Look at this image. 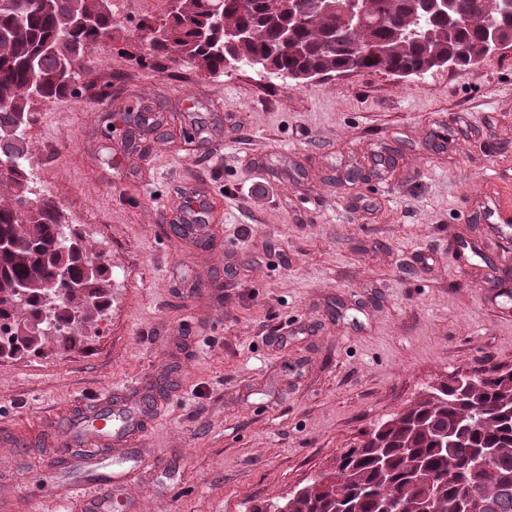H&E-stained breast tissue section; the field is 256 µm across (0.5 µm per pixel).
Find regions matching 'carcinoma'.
<instances>
[{
    "label": "carcinoma",
    "mask_w": 512,
    "mask_h": 512,
    "mask_svg": "<svg viewBox=\"0 0 512 512\" xmlns=\"http://www.w3.org/2000/svg\"><path fill=\"white\" fill-rule=\"evenodd\" d=\"M361 26L347 27L340 9L313 13L310 0H181L162 25L146 17L137 25L147 54L138 65L174 56L193 60L210 75L224 62L282 73L405 70L425 75L448 61L468 67L488 54L487 26L512 39V18L495 0H456L458 23L415 15L413 0H370ZM117 23L109 0H0V349L21 358L59 354L82 343L83 329L110 306L111 273L91 276L83 262L101 255L74 231L45 194L33 197L29 146L23 130L35 105L78 95L93 59L86 49L112 38ZM247 37L230 45L224 30ZM69 280L58 294L34 287ZM490 453L489 463L479 464ZM429 498L438 512H512V369L492 368L461 380L450 376L429 387L408 409L363 433L334 471L324 473L268 507L252 512H383L399 501L420 512Z\"/></svg>",
    "instance_id": "carcinoma-1"
}]
</instances>
